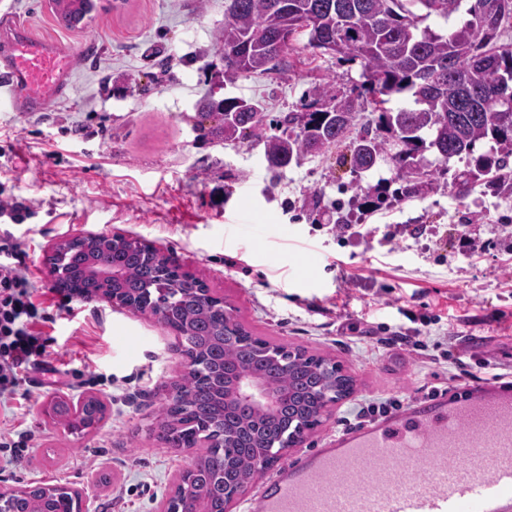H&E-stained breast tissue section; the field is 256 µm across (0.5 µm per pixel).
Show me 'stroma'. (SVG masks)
<instances>
[{
	"label": "stroma",
	"mask_w": 512,
	"mask_h": 512,
	"mask_svg": "<svg viewBox=\"0 0 512 512\" xmlns=\"http://www.w3.org/2000/svg\"><path fill=\"white\" fill-rule=\"evenodd\" d=\"M112 2L98 0L87 26L69 30L51 0H0V14L78 57L73 96L47 111L17 112L0 97V237L11 236V262L34 289L38 342L56 370L55 384L32 371L0 400V437H27L0 450V492L57 479L82 491L88 512H160L193 456L154 432L183 372L173 333L110 302L63 296L45 260L65 236L148 242L255 335L342 366L353 393L282 452L284 465L357 427L366 401L445 385L447 364L419 369L386 345L391 331L456 337L471 364L512 357V195L478 186L458 197L453 177L467 162L455 158L427 194L368 209L364 194L393 172L383 162L354 175L338 147L273 177L262 147L199 138L198 101L215 87L275 119L326 78L358 94L360 64L311 63L298 45L287 71L229 81L216 47L229 0H128L118 14ZM462 230L477 250L459 251ZM88 396L106 406L95 429L76 435L52 419L51 403Z\"/></svg>",
	"instance_id": "1"
}]
</instances>
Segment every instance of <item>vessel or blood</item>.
Returning <instances> with one entry per match:
<instances>
[{
  "instance_id": "obj_1",
  "label": "vessel or blood",
  "mask_w": 512,
  "mask_h": 512,
  "mask_svg": "<svg viewBox=\"0 0 512 512\" xmlns=\"http://www.w3.org/2000/svg\"><path fill=\"white\" fill-rule=\"evenodd\" d=\"M75 58L0 17V74L16 111L69 99ZM246 512H512V387L440 393L344 432L281 468Z\"/></svg>"
}]
</instances>
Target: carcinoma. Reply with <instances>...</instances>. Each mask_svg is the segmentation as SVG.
<instances>
[{
  "label": "carcinoma",
  "mask_w": 512,
  "mask_h": 512,
  "mask_svg": "<svg viewBox=\"0 0 512 512\" xmlns=\"http://www.w3.org/2000/svg\"><path fill=\"white\" fill-rule=\"evenodd\" d=\"M55 2L64 19L92 7L91 0ZM469 2L470 19L442 34L425 21L449 19L463 0H230L217 36L227 77L271 72L305 36L313 58L328 54L360 62L363 92L339 96L333 82L318 83L303 111L273 123L250 100L211 97L197 110L196 126L218 143L263 146L268 170L280 174L340 142L368 106L378 113L375 128L367 124L351 139V172L358 175L387 160L394 170L391 182L398 185L368 201L369 208L432 189L436 173L422 164L432 149L445 164L468 157V169L455 176L458 195L477 185L512 193V111H502L500 104L502 97L512 99V43L501 41L512 22V0H500V16L489 29L474 24L482 0ZM405 92L411 106L388 107L393 96ZM272 124L280 134H266ZM480 140L494 142L496 152L472 156ZM48 261L59 291L114 299L157 318L175 334L187 362L175 387L178 397L159 409L157 438L172 448L198 449L189 464L191 492L179 490L173 498L180 512H194L201 495L210 512H226V491L255 479L258 456L277 462L280 452L319 425L330 394L354 390L353 378L330 360L254 335L200 280L177 273L157 249L137 239L96 234L56 250ZM92 266L116 269L120 278L100 285L88 277ZM239 372L260 376L277 394V408L262 412L238 403L224 409L225 380ZM56 414L70 432L81 434L103 420L105 406L94 397L75 408L63 401ZM79 500V492L67 486L41 484L0 494V512H72Z\"/></svg>",
  "instance_id": "1"
}]
</instances>
